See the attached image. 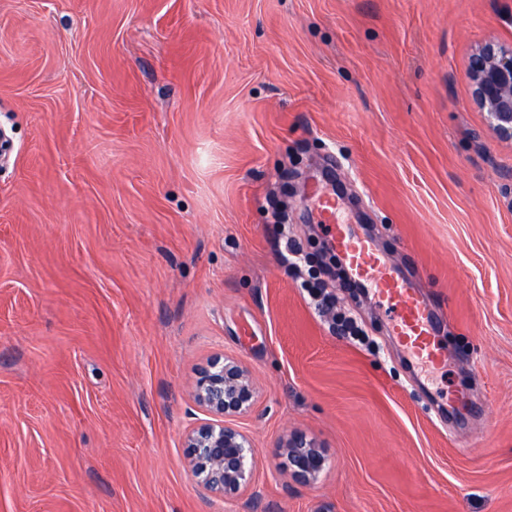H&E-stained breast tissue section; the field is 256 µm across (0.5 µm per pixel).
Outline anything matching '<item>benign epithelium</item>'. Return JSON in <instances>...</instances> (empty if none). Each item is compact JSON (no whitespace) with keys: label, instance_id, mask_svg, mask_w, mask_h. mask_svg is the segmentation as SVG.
<instances>
[{"label":"benign epithelium","instance_id":"1","mask_svg":"<svg viewBox=\"0 0 512 512\" xmlns=\"http://www.w3.org/2000/svg\"><path fill=\"white\" fill-rule=\"evenodd\" d=\"M467 77L474 103L491 118L496 134L512 139V45L489 42L476 49ZM192 397L208 419L185 435L189 474L213 494L237 495L248 484L254 449L249 437L226 419L252 409L256 389L250 372L233 358L215 355L199 371ZM286 448L294 476L315 479L325 463L315 443L294 434Z\"/></svg>","mask_w":512,"mask_h":512}]
</instances>
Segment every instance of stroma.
<instances>
[{"mask_svg": "<svg viewBox=\"0 0 512 512\" xmlns=\"http://www.w3.org/2000/svg\"><path fill=\"white\" fill-rule=\"evenodd\" d=\"M488 41L512 0H0V512H512V139L466 77ZM331 165L341 221L430 301L437 369L311 267ZM218 353L257 389L234 498L184 448ZM286 448L294 476L303 481L314 480L325 463L315 443L303 435L294 434L289 437Z\"/></svg>", "mask_w": 512, "mask_h": 512, "instance_id": "35a3bbf8", "label": "stroma"}]
</instances>
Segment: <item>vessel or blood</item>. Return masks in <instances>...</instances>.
Returning <instances> with one entry per match:
<instances>
[{
	"label": "vessel or blood",
	"mask_w": 512,
	"mask_h": 512,
	"mask_svg": "<svg viewBox=\"0 0 512 512\" xmlns=\"http://www.w3.org/2000/svg\"><path fill=\"white\" fill-rule=\"evenodd\" d=\"M317 216L330 230L329 243L347 261L354 283L371 289L394 313L393 330L408 350L422 363L443 362L434 313L429 304L371 246L355 236L349 225L339 222L334 193L316 189L313 195Z\"/></svg>",
	"instance_id": "vessel-or-blood-1"
}]
</instances>
